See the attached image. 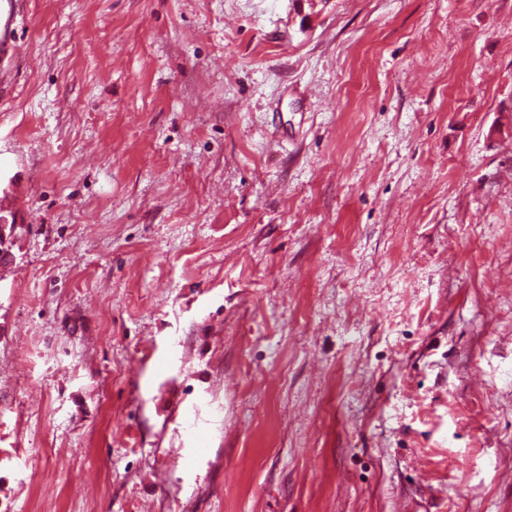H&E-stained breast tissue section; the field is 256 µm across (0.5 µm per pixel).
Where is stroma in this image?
<instances>
[{
    "mask_svg": "<svg viewBox=\"0 0 512 512\" xmlns=\"http://www.w3.org/2000/svg\"><path fill=\"white\" fill-rule=\"evenodd\" d=\"M18 36L0 512H512V0Z\"/></svg>",
    "mask_w": 512,
    "mask_h": 512,
    "instance_id": "obj_1",
    "label": "stroma"
}]
</instances>
